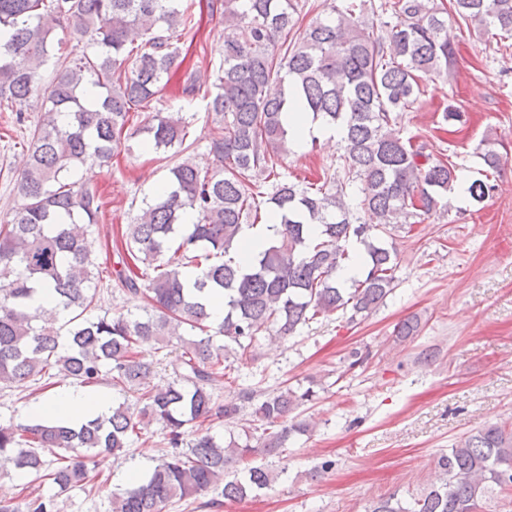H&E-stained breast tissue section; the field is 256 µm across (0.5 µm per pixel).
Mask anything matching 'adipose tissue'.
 <instances>
[{"label": "adipose tissue", "mask_w": 512, "mask_h": 512, "mask_svg": "<svg viewBox=\"0 0 512 512\" xmlns=\"http://www.w3.org/2000/svg\"><path fill=\"white\" fill-rule=\"evenodd\" d=\"M288 130L292 136L293 151H301L304 143L316 137L328 143H336L341 138L337 127L327 126L314 120L311 113L302 108H292L288 114ZM110 400L101 393L72 385L70 379L60 381L59 391L30 410L31 415L55 417L71 424H79L93 415L107 413Z\"/></svg>", "instance_id": "obj_1"}]
</instances>
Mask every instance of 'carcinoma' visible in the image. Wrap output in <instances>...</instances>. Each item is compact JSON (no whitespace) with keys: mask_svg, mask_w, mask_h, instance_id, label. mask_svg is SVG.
Returning a JSON list of instances; mask_svg holds the SVG:
<instances>
[{"mask_svg":"<svg viewBox=\"0 0 512 512\" xmlns=\"http://www.w3.org/2000/svg\"><path fill=\"white\" fill-rule=\"evenodd\" d=\"M298 0H213L224 23V59L216 93L210 153L220 164L202 170L182 157L193 116L145 108L178 69L165 32L191 24L179 0H0V103L22 112L45 87V112L31 134L29 161L14 182L18 205L0 224V385L24 386L52 372L83 387L108 384L139 393L77 425L45 419L0 422V453L17 469L64 492L95 487L99 457L121 456L152 423L172 453L142 477L112 492L111 512H165L173 500L222 487L242 501L270 487L273 472L255 457H276L310 431L290 415L316 396L285 387L262 396L241 434L217 441L210 425L239 414L217 403V383L230 352H254L264 334L286 338L339 310L365 318L393 290L396 253L388 239L449 206L456 167L396 129L413 111L425 83L450 71L457 52L448 20L479 36L512 38V0H329L299 37ZM74 31L92 52L55 60L58 32ZM140 48L131 47L134 38ZM297 105L342 130L343 153L323 183H290L276 159L290 152L288 112ZM146 151L172 152L169 178L142 200L122 232L117 286L136 297L148 279L149 308L137 315L90 318L98 268L88 236L102 203L79 185L78 170L105 166L134 135ZM480 177L461 190L474 204L495 190L501 165L490 146L479 153ZM194 220L184 223L187 213ZM370 212L376 223L365 224ZM266 220L273 230L246 265L224 259L243 228ZM361 276L340 282L357 263ZM198 272L189 282L186 271ZM53 290L55 305L38 313L35 296ZM224 295V319L210 325L201 297ZM203 336L180 339L171 362L176 380L148 386L149 366L137 348H163L185 327ZM419 330L407 319L394 330L405 341ZM227 339L215 344L214 337ZM64 454L47 461L44 451ZM234 469L231 479L226 470ZM436 480L401 497L394 491L366 512H481L512 498V425L490 423L437 460ZM0 512H58L57 496L28 488L0 499Z\"/></svg>","mask_w":512,"mask_h":512,"instance_id":"cac0c4a2","label":"carcinoma"}]
</instances>
